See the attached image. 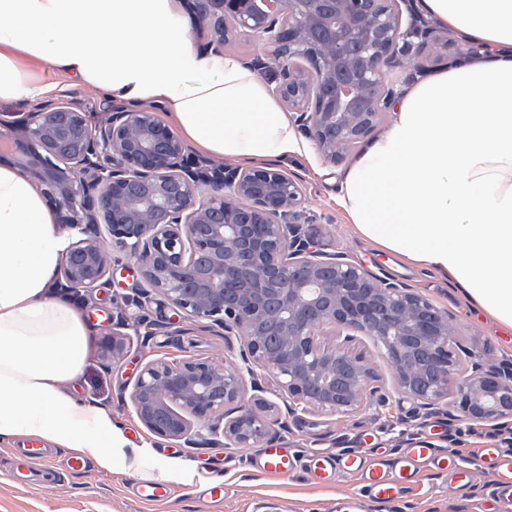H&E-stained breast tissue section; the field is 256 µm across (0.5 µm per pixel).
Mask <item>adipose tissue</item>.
Segmentation results:
<instances>
[{"instance_id":"ef3b65f1","label":"adipose tissue","mask_w":512,"mask_h":512,"mask_svg":"<svg viewBox=\"0 0 512 512\" xmlns=\"http://www.w3.org/2000/svg\"><path fill=\"white\" fill-rule=\"evenodd\" d=\"M487 47L400 96L389 129L346 171L355 232L446 276L512 328V0H421ZM54 66L62 81L37 73ZM76 77L108 97L164 106L171 128L226 163L307 144L270 84L238 57L196 47L176 0H0V103L38 104ZM68 239L32 184L0 166V442L36 436L111 468L128 443L111 414L67 393L93 348L81 309L54 293Z\"/></svg>"}]
</instances>
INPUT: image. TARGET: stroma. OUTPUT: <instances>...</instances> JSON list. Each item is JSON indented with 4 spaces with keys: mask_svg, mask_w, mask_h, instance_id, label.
Returning a JSON list of instances; mask_svg holds the SVG:
<instances>
[{
    "mask_svg": "<svg viewBox=\"0 0 512 512\" xmlns=\"http://www.w3.org/2000/svg\"><path fill=\"white\" fill-rule=\"evenodd\" d=\"M359 155L351 150L335 164L324 161L316 147L303 154L279 160V167L297 176L305 200L302 222L313 232L319 249L341 254L350 262L365 267L377 277L401 281L427 296L448 313L455 340L486 365L512 362V331L498 328L475 314L462 300L457 289L435 273L412 267L396 257L361 240L353 231L336 201L343 174ZM138 273L116 270L112 280L92 290L83 305L86 321L94 333V349L88 365L69 390L81 398L96 402L123 427L127 440L136 446L148 445L152 457L114 462L105 469L87 461L83 471L68 469L71 452L55 449L56 483L35 488L13 485L6 477L12 465L10 445L0 443V512H204L196 495V484L206 475L210 464H219L224 479V503L220 512H329L336 494H357L359 483L351 475L338 476L334 484L324 486L304 476L277 479L265 475L252 460L251 449L229 448L220 443L200 441L186 446L146 429L136 416L129 399L141 369L157 359L178 361L197 358L217 368L239 365L240 343L222 326L192 320L182 322L181 332L165 327L172 309H158L146 303L142 314L153 322L151 335H132L120 357H112V323L109 313L123 310V295L139 282ZM375 371L368 402L351 415L311 412L283 416L267 437L268 443L293 449L307 459L340 450L383 448L396 453L407 439L437 434L446 439L448 450L468 460L474 448L487 442L480 426L464 419L450 404L422 415L413 400L399 397L392 389L391 371L379 349L364 343L359 347ZM167 461L179 469L194 471L192 483L174 482V498L148 502L137 498L134 485L155 481L161 473L158 461ZM488 482L478 475L464 492L448 490L445 473L428 467L418 485L404 498L391 503L362 499L359 512H476Z\"/></svg>",
    "mask_w": 512,
    "mask_h": 512,
    "instance_id": "1",
    "label": "stroma"
}]
</instances>
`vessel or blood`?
Returning <instances> with one entry per match:
<instances>
[{
  "instance_id": "obj_1",
  "label": "vessel or blood",
  "mask_w": 512,
  "mask_h": 512,
  "mask_svg": "<svg viewBox=\"0 0 512 512\" xmlns=\"http://www.w3.org/2000/svg\"><path fill=\"white\" fill-rule=\"evenodd\" d=\"M263 472L287 478L296 472L308 474L320 483L332 482L337 473L357 477L363 497L377 502H394L409 493L417 484L425 467L445 470L448 486L462 492L469 488L477 474L489 478L486 496L478 512H512V451L483 444L470 461H462L449 451L435 448L431 436L424 435L407 444L397 455L380 449H360L351 453L327 454L317 460H302L287 449L267 447L260 451ZM15 462L9 480L19 487L46 485L52 471L47 449L31 442L14 454ZM173 489L162 481L138 485L137 495L146 501H163L173 496Z\"/></svg>"
}]
</instances>
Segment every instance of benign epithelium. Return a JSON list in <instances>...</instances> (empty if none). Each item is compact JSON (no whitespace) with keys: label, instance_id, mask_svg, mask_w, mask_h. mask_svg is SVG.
<instances>
[{"label":"benign epithelium","instance_id":"benign-epithelium-1","mask_svg":"<svg viewBox=\"0 0 512 512\" xmlns=\"http://www.w3.org/2000/svg\"><path fill=\"white\" fill-rule=\"evenodd\" d=\"M186 0L212 47L238 36L272 47L275 93L324 160L340 161L391 109L387 75L414 61L434 31L416 0ZM0 139L27 157L21 168L77 237L57 287L76 298L113 274L100 236L128 250L142 278L176 316L224 325L242 360L271 372L288 413L349 415L366 403L374 369L348 347L366 336L393 370L395 392L429 408L453 397L465 416L512 430V368H464L447 313L421 293L314 249L299 223L302 185L275 164L226 172L191 155L154 111L108 108L93 123L75 103L48 104L3 125ZM329 331L342 345H326ZM238 366L151 362L130 400L140 422L168 439L195 431L256 448L279 408L244 399Z\"/></svg>","mask_w":512,"mask_h":512}]
</instances>
